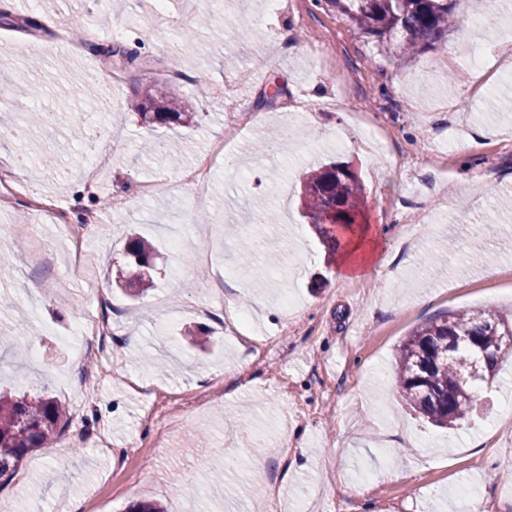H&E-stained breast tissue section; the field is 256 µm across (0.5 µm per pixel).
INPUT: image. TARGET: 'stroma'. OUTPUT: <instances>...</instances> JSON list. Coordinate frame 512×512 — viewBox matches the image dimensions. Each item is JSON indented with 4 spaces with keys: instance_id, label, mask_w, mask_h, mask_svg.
Wrapping results in <instances>:
<instances>
[{
    "instance_id": "1",
    "label": "stroma",
    "mask_w": 512,
    "mask_h": 512,
    "mask_svg": "<svg viewBox=\"0 0 512 512\" xmlns=\"http://www.w3.org/2000/svg\"><path fill=\"white\" fill-rule=\"evenodd\" d=\"M494 17L471 34V0H456L446 46L392 55L323 0H0V80L37 60L27 94L0 100V171L19 169L34 193L0 206V248L14 257L0 282V325L33 338L25 369L0 356V386L41 390L67 409L66 432L0 481V512H458L456 491L477 485L495 512H512V358L459 429L432 426L394 388L396 346L449 311L512 309V224L495 233L512 196V0H485ZM96 33L91 55L67 50L54 22ZM249 19L242 37L234 26ZM136 50L121 63L115 49ZM234 56L243 81L224 83ZM485 80H469L473 56ZM83 91L68 93L71 74ZM281 94L261 98L271 85ZM175 87L194 123L148 128L129 104L148 86ZM103 97L116 138L69 121ZM35 112L52 113L30 124ZM251 114L237 125L239 114ZM275 136L276 148L257 152ZM238 168L212 171L207 199L173 189L211 141ZM181 144L180 164L142 153ZM52 169L23 163L29 143ZM350 166L365 187L357 221L376 230L388 263L380 278H341L338 256L301 215L305 172ZM69 219L92 215L77 237ZM261 216L277 264H242L241 225ZM417 238L406 244L407 224ZM16 224L43 227L52 257L33 265ZM156 251L148 295L119 291L135 265L132 233ZM82 244L90 278L73 275ZM231 278L218 284L225 267ZM251 315L241 339L231 309ZM138 336L129 344V336ZM224 472L212 485L210 472Z\"/></svg>"
}]
</instances>
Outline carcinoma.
Segmentation results:
<instances>
[{
    "instance_id": "carcinoma-1",
    "label": "carcinoma",
    "mask_w": 512,
    "mask_h": 512,
    "mask_svg": "<svg viewBox=\"0 0 512 512\" xmlns=\"http://www.w3.org/2000/svg\"><path fill=\"white\" fill-rule=\"evenodd\" d=\"M453 0H330L363 34L376 38L389 52L415 55L448 35ZM186 104L175 96L157 101L153 109L139 104L146 123H187ZM303 217L321 242L334 251L337 225L352 221L364 200L358 176L333 163L307 173L303 182ZM129 252L141 268L150 266L154 246L134 239ZM471 337L476 348L461 344L448 352L455 337ZM512 336V316L491 309L451 312L417 326L396 349V391L405 404L428 423L453 428L474 410L473 394L482 383L495 381L499 360L481 365L468 380L473 359L480 352L500 349L501 337ZM0 347L16 363L28 357L26 342L13 329ZM69 423L64 405L45 394L14 399L0 393V477L12 474L25 457L61 435Z\"/></svg>"
}]
</instances>
